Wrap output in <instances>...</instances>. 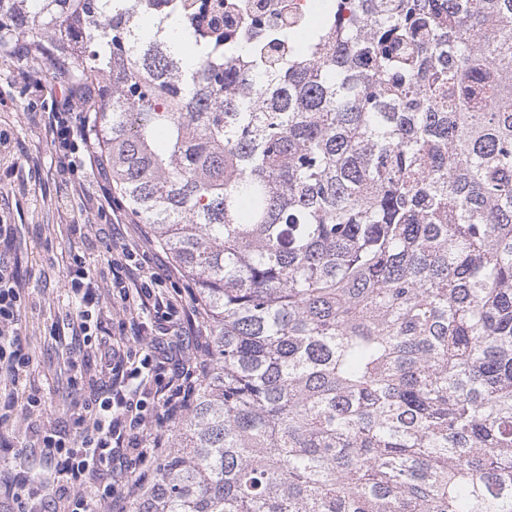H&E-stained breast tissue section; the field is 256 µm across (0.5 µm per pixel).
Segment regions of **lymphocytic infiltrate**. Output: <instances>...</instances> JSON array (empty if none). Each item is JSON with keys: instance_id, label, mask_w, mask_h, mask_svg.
I'll use <instances>...</instances> for the list:
<instances>
[{"instance_id": "f902f5d3", "label": "lymphocytic infiltrate", "mask_w": 512, "mask_h": 512, "mask_svg": "<svg viewBox=\"0 0 512 512\" xmlns=\"http://www.w3.org/2000/svg\"><path fill=\"white\" fill-rule=\"evenodd\" d=\"M74 106V96H65L49 117L53 143L69 174L97 161L89 122ZM111 251L112 298L125 316L119 328L131 330L133 343L113 363L111 383L90 385L82 396L74 431L47 432L38 439L55 462L44 485L55 497L68 499L70 512H88L92 496L120 506L126 472L145 467L165 445L162 434L151 428L150 417L161 422L179 418L204 367L198 360L165 376L153 345L154 337H170L169 355L183 358L185 325L194 319L191 290L175 286L172 268L158 262L148 246L115 245ZM66 282L80 299V333L89 335L101 301L84 256H73ZM23 290L13 266L0 256V377L14 382L29 365L28 356L15 345ZM86 478L92 481L88 494L76 492V483Z\"/></svg>"}]
</instances>
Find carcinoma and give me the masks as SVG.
<instances>
[{
  "label": "carcinoma",
  "mask_w": 512,
  "mask_h": 512,
  "mask_svg": "<svg viewBox=\"0 0 512 512\" xmlns=\"http://www.w3.org/2000/svg\"><path fill=\"white\" fill-rule=\"evenodd\" d=\"M307 2L0 0L210 321L134 512H512V0Z\"/></svg>",
  "instance_id": "1"
}]
</instances>
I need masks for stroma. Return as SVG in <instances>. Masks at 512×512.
Here are the masks:
<instances>
[{
    "instance_id": "stroma-1",
    "label": "stroma",
    "mask_w": 512,
    "mask_h": 512,
    "mask_svg": "<svg viewBox=\"0 0 512 512\" xmlns=\"http://www.w3.org/2000/svg\"><path fill=\"white\" fill-rule=\"evenodd\" d=\"M60 89L28 56L0 54V224L14 227L7 252L25 286L16 344L30 358L19 382L0 392V400L13 405L0 418V512H65V500H16L12 492L25 482L39 485L53 467L34 445L37 433L69 424L70 408L89 381L104 384L111 376L101 346L118 330L108 246L155 237L152 226L129 210L113 213V186L96 193L65 187L48 120ZM75 254L85 256L105 303L88 342L79 333L76 299L66 286V267ZM32 393L42 405L30 410L26 401Z\"/></svg>"
}]
</instances>
